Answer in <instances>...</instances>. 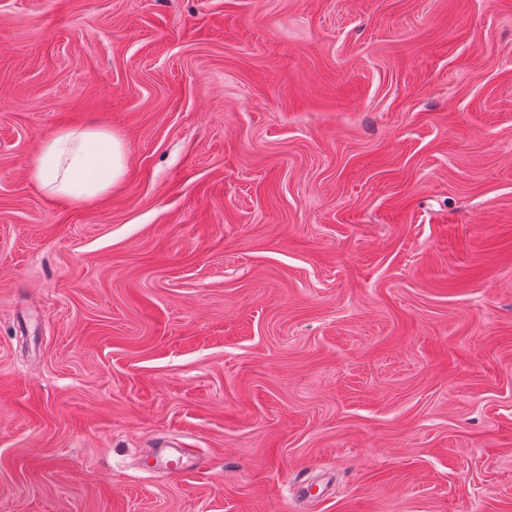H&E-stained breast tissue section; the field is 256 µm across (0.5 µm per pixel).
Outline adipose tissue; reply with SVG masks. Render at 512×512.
<instances>
[{
  "mask_svg": "<svg viewBox=\"0 0 512 512\" xmlns=\"http://www.w3.org/2000/svg\"><path fill=\"white\" fill-rule=\"evenodd\" d=\"M123 141L104 127L63 129L43 141L32 166L34 178L53 197L90 201L123 178Z\"/></svg>",
  "mask_w": 512,
  "mask_h": 512,
  "instance_id": "obj_1",
  "label": "adipose tissue"
}]
</instances>
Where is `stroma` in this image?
Wrapping results in <instances>:
<instances>
[{"instance_id": "1", "label": "stroma", "mask_w": 512, "mask_h": 512, "mask_svg": "<svg viewBox=\"0 0 512 512\" xmlns=\"http://www.w3.org/2000/svg\"><path fill=\"white\" fill-rule=\"evenodd\" d=\"M0 512H512V0H0ZM126 164L124 142L111 130L63 129L43 141L32 173L51 196L80 202L112 190L123 178Z\"/></svg>"}]
</instances>
